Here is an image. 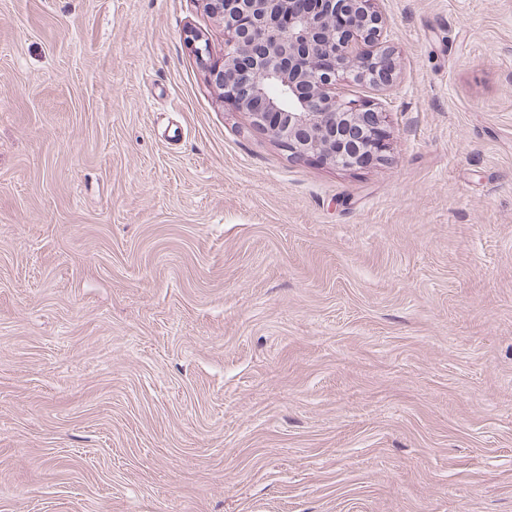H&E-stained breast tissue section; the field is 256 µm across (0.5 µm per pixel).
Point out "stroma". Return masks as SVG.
Instances as JSON below:
<instances>
[{
  "mask_svg": "<svg viewBox=\"0 0 512 512\" xmlns=\"http://www.w3.org/2000/svg\"><path fill=\"white\" fill-rule=\"evenodd\" d=\"M377 7L341 169L201 0H0V512H512V0Z\"/></svg>",
  "mask_w": 512,
  "mask_h": 512,
  "instance_id": "stroma-1",
  "label": "stroma"
}]
</instances>
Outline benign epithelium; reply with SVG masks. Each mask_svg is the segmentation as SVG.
Listing matches in <instances>:
<instances>
[{
  "label": "benign epithelium",
  "mask_w": 512,
  "mask_h": 512,
  "mask_svg": "<svg viewBox=\"0 0 512 512\" xmlns=\"http://www.w3.org/2000/svg\"><path fill=\"white\" fill-rule=\"evenodd\" d=\"M224 24L213 59L196 31L187 43L224 101L295 159L359 166L385 149L382 113L336 93L340 81L384 89L397 77L376 0H202Z\"/></svg>",
  "instance_id": "1"
}]
</instances>
